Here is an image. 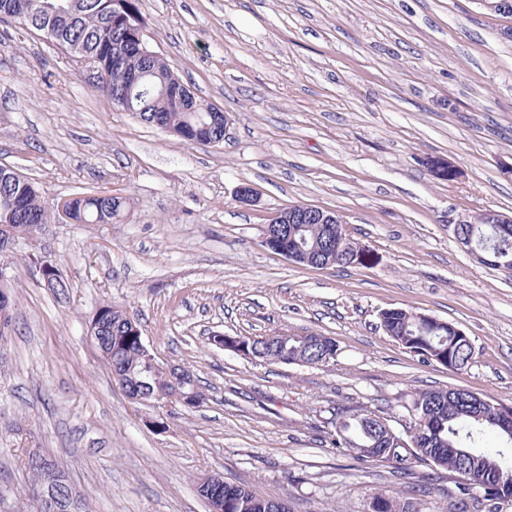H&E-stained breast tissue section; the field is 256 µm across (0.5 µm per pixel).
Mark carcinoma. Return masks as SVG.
I'll return each instance as SVG.
<instances>
[{
    "label": "carcinoma",
    "instance_id": "1",
    "mask_svg": "<svg viewBox=\"0 0 512 512\" xmlns=\"http://www.w3.org/2000/svg\"><path fill=\"white\" fill-rule=\"evenodd\" d=\"M0 22L39 33L71 58L80 53L95 57L101 73L93 86L100 93L106 85L122 87L119 110L153 126L160 122L185 130L189 137L184 142L189 144L222 143L224 123L214 113L216 106L198 98H181L180 81L171 91H163L173 72L164 59L130 56L125 68H112V53L123 49L132 30L145 25L139 0H0ZM130 70L143 72L142 80L128 82ZM130 208L129 198H114L109 191L77 194L61 206L49 205L36 182L28 177L14 182L10 171L0 170V268L17 240L38 241L61 210L74 224H114ZM288 232L305 239L307 266H324V257L333 249L334 266H347L345 250L356 248L342 224H290ZM460 235L491 247L488 259L499 260L512 271V224H481L473 217L471 223L460 225ZM100 309L105 311L100 333L111 374L155 371L169 393L178 390V383L162 371L163 364L145 361L140 338L125 320L126 310L111 303ZM379 319L388 337L428 361L458 371L472 360L470 339L447 321L404 308L384 309ZM238 343L264 362L300 359L324 365L338 351L335 340L318 333L224 339L226 346ZM407 411L408 426L392 437L382 425L386 417L378 412L363 405L339 409L330 420V436L336 447L365 463L387 462L395 468L419 463L434 473L443 470L455 476L462 460L469 461L483 476L481 484L472 485L479 495L459 502L455 512H498L499 505H512V433L502 425L503 413L512 412V407L491 399L481 403L463 391L426 389L414 394ZM214 494L222 500L223 512H278L275 499L260 496L244 484L226 481ZM370 507L371 512H416L411 501L392 491L374 493Z\"/></svg>",
    "mask_w": 512,
    "mask_h": 512
}]
</instances>
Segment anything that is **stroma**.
Here are the masks:
<instances>
[{"label":"stroma","mask_w":512,"mask_h":512,"mask_svg":"<svg viewBox=\"0 0 512 512\" xmlns=\"http://www.w3.org/2000/svg\"><path fill=\"white\" fill-rule=\"evenodd\" d=\"M146 36L180 79L230 117L222 143L190 146L113 109L67 55L0 22V165L47 202L109 189L116 224L48 225L37 246L69 283L56 303L19 244L7 269L15 329L0 357V512H30L28 455L54 459L89 512H209L199 478L220 474L291 512H369L399 490L448 512L407 472L333 447L328 421L363 404L403 428L411 391L464 388L512 407V273L455 240V222L512 214V40L476 0H141ZM460 175L435 179L428 160ZM250 184L259 202L240 203ZM335 211L357 242L346 267L294 264L264 247L270 215ZM126 308L158 361L205 395L130 402L86 326ZM454 323L470 365L452 371L389 338L379 314ZM320 333L322 367L254 363L211 345Z\"/></svg>","instance_id":"stroma-1"}]
</instances>
